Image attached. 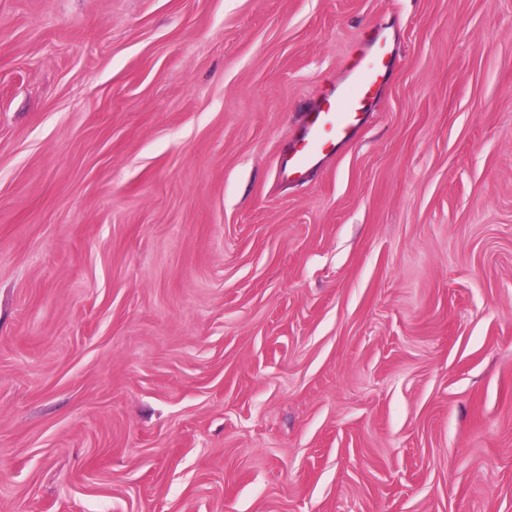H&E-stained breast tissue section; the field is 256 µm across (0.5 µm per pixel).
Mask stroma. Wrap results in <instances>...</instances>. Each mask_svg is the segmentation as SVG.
<instances>
[{"instance_id": "obj_1", "label": "stroma", "mask_w": 512, "mask_h": 512, "mask_svg": "<svg viewBox=\"0 0 512 512\" xmlns=\"http://www.w3.org/2000/svg\"><path fill=\"white\" fill-rule=\"evenodd\" d=\"M0 512H512V0H0ZM396 51L389 28L377 27L338 81L320 94L309 112H303L301 124L278 160L282 179L304 180L324 158L356 139L388 81Z\"/></svg>"}]
</instances>
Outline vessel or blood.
Listing matches in <instances>:
<instances>
[{
    "mask_svg": "<svg viewBox=\"0 0 512 512\" xmlns=\"http://www.w3.org/2000/svg\"><path fill=\"white\" fill-rule=\"evenodd\" d=\"M387 26H379L345 66L338 81L325 89L291 137L278 160V173L299 182L321 161L353 142L386 84L396 55Z\"/></svg>",
    "mask_w": 512,
    "mask_h": 512,
    "instance_id": "vessel-or-blood-1",
    "label": "vessel or blood"
}]
</instances>
